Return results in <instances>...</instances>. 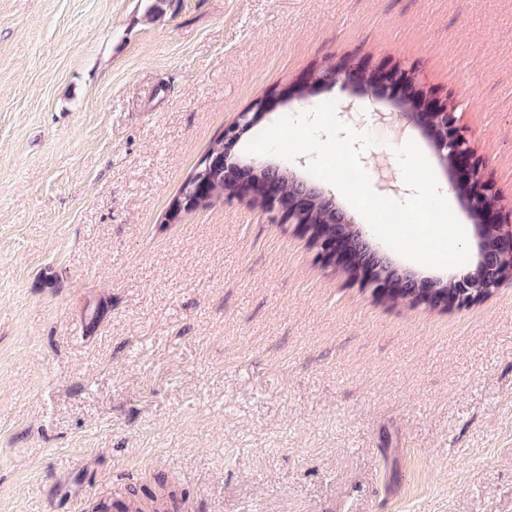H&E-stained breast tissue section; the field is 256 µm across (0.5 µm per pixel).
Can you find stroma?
Instances as JSON below:
<instances>
[{"label": "stroma", "instance_id": "35a3bbf8", "mask_svg": "<svg viewBox=\"0 0 512 512\" xmlns=\"http://www.w3.org/2000/svg\"><path fill=\"white\" fill-rule=\"evenodd\" d=\"M453 106L512 225V0H0V512H512V280L389 307L246 199L165 215L324 61ZM403 199L392 101L321 86ZM106 303L94 333L89 309Z\"/></svg>", "mask_w": 512, "mask_h": 512}]
</instances>
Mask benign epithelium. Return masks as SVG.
<instances>
[{"instance_id": "obj_1", "label": "benign epithelium", "mask_w": 512, "mask_h": 512, "mask_svg": "<svg viewBox=\"0 0 512 512\" xmlns=\"http://www.w3.org/2000/svg\"><path fill=\"white\" fill-rule=\"evenodd\" d=\"M367 82L376 87L377 97H387L393 102L400 116L424 129L442 166L449 170L452 188L466 191L465 198L461 199L464 208L468 213H476L481 218V230L474 231L477 247L474 269L448 276V283L452 284V289L448 291V305L467 307L477 302L473 289L487 288L494 291L503 280L512 278V225L501 223L489 194V186L479 183L478 163L474 160L473 149L459 127L455 113L448 111L433 93L412 80L409 71L399 66L382 64H339L333 79L318 78L313 81L308 74L300 83L283 90L278 96L286 97L312 86L337 83L343 89L354 87L361 90ZM270 104L271 100H264L260 107H252L240 113L233 124L224 128L225 181L244 185L249 177L269 167V164L262 161L244 165L234 159L232 151L242 135L269 112ZM320 197L334 200L329 192L317 187L303 186L300 191L287 194L282 190L280 182L270 177L263 183L261 205L306 232L309 229L306 214ZM351 223L352 218L338 207L336 230H321L313 235L317 255L325 264L350 263L356 258L362 260L364 286L372 289L382 299L404 291L407 293L406 300L417 303L429 297L425 289L434 288L442 282L440 277L422 279L406 268H389L367 257L356 245L349 228Z\"/></svg>"}]
</instances>
